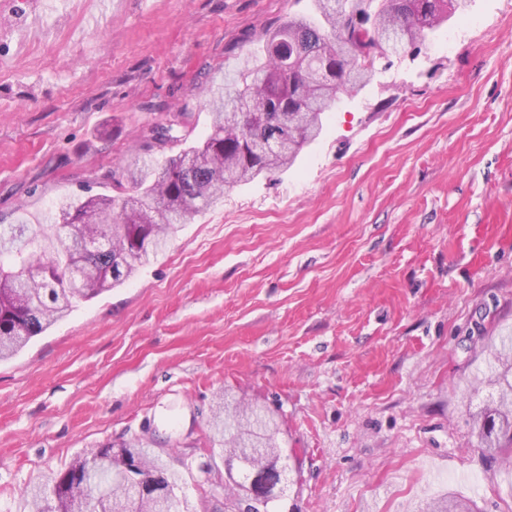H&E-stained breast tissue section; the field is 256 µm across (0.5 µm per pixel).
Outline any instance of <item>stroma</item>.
I'll return each instance as SVG.
<instances>
[{
	"label": "stroma",
	"mask_w": 512,
	"mask_h": 512,
	"mask_svg": "<svg viewBox=\"0 0 512 512\" xmlns=\"http://www.w3.org/2000/svg\"><path fill=\"white\" fill-rule=\"evenodd\" d=\"M308 0H0V224L45 223L208 102ZM512 336V0L343 95L294 167L227 190L126 284L0 363V512L73 458L210 448L219 395L269 406L294 512H512L479 427ZM484 480L481 493L467 481Z\"/></svg>",
	"instance_id": "35a3bbf8"
}]
</instances>
